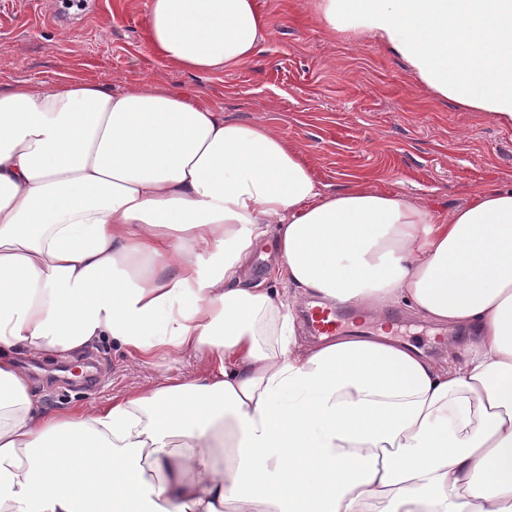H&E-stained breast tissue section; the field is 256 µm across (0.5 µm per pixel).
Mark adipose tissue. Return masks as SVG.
I'll return each mask as SVG.
<instances>
[{"instance_id": "obj_1", "label": "adipose tissue", "mask_w": 512, "mask_h": 512, "mask_svg": "<svg viewBox=\"0 0 512 512\" xmlns=\"http://www.w3.org/2000/svg\"><path fill=\"white\" fill-rule=\"evenodd\" d=\"M437 97L512 123V0H320ZM150 51L243 65L255 0H150ZM270 242L272 279L246 284ZM308 306L452 331L439 364L385 333L300 335ZM208 351L85 411L46 410L20 355ZM0 512H512V188L441 216L327 190L262 126L177 89L0 92Z\"/></svg>"}]
</instances>
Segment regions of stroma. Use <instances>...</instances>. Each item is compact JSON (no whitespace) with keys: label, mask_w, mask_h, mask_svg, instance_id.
<instances>
[{"label":"stroma","mask_w":512,"mask_h":512,"mask_svg":"<svg viewBox=\"0 0 512 512\" xmlns=\"http://www.w3.org/2000/svg\"><path fill=\"white\" fill-rule=\"evenodd\" d=\"M317 3L256 0L266 24L261 50L236 68L192 74L148 49L150 0H97L83 13L67 0H0V88L68 77L115 92L179 89L226 120L266 127L331 189L395 192L440 215L483 188L512 187V124L436 97L386 48L330 30ZM386 326L426 354L445 346V334L400 308L363 324ZM74 360L92 362L93 386L46 381L57 362L39 359L43 373L31 387L46 409L90 411L169 378L204 377L212 365L205 352L147 361L111 346Z\"/></svg>","instance_id":"1"}]
</instances>
